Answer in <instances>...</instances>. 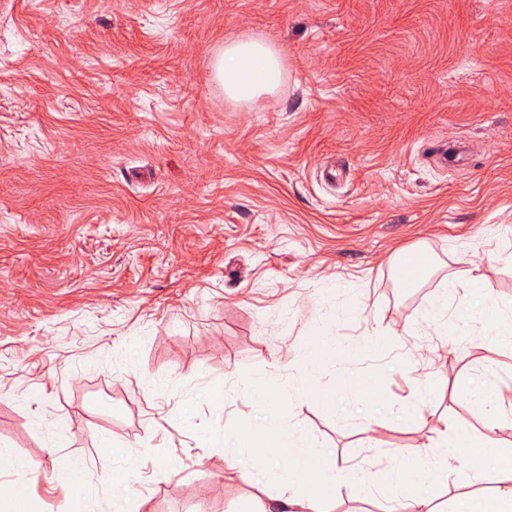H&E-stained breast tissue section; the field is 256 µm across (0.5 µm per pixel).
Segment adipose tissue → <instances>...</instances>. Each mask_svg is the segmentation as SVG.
Returning <instances> with one entry per match:
<instances>
[{
	"label": "adipose tissue",
	"mask_w": 512,
	"mask_h": 512,
	"mask_svg": "<svg viewBox=\"0 0 512 512\" xmlns=\"http://www.w3.org/2000/svg\"><path fill=\"white\" fill-rule=\"evenodd\" d=\"M281 68V55L274 46L259 39L233 37L225 42L216 60L215 77L229 99L257 104L278 87ZM439 439L468 449V461L477 481L497 484L492 496L457 498L454 512H512V451H498L496 439L486 434L472 440L451 421L440 431ZM271 445L280 452L283 476L293 480L307 475L309 490L282 494L273 503L262 505L259 512H329L326 503L336 487L349 481L372 480L362 470L322 468L319 452L311 449L308 442L296 443L290 436L277 434Z\"/></svg>",
	"instance_id": "1"
}]
</instances>
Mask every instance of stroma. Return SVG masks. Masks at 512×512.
<instances>
[{"label":"stroma","mask_w":512,"mask_h":512,"mask_svg":"<svg viewBox=\"0 0 512 512\" xmlns=\"http://www.w3.org/2000/svg\"><path fill=\"white\" fill-rule=\"evenodd\" d=\"M236 35L283 58L253 109L215 77ZM490 224L512 226V0H0V446L31 467H0V497L256 512L279 458L244 426L384 483L425 443L440 512L492 495L435 445L451 419L512 446L473 406L512 387L475 316L512 306ZM404 248L431 258L410 288ZM465 274L488 297L449 304L471 336L445 362L421 320Z\"/></svg>","instance_id":"stroma-1"}]
</instances>
